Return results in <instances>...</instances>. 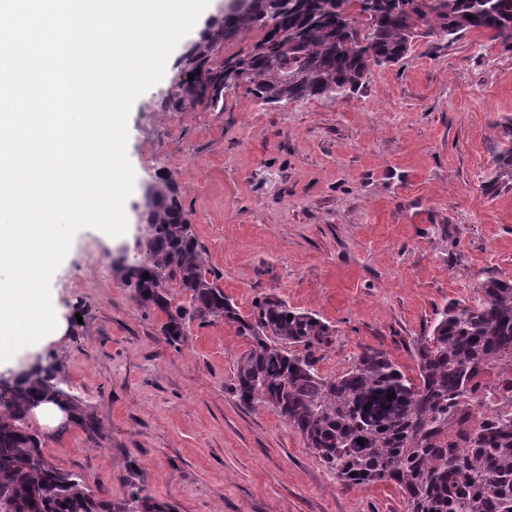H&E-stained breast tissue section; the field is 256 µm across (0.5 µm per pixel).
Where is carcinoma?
<instances>
[{
  "label": "carcinoma",
  "mask_w": 512,
  "mask_h": 512,
  "mask_svg": "<svg viewBox=\"0 0 512 512\" xmlns=\"http://www.w3.org/2000/svg\"><path fill=\"white\" fill-rule=\"evenodd\" d=\"M252 29L262 35L249 51L217 59L225 41ZM473 31L512 50V0H250L189 48L182 64L194 79L175 88L170 104L220 112L224 89L242 84L266 105L344 98L367 87L373 68L402 65L417 42L448 45ZM495 128L482 185L492 196L512 191V117ZM149 197L141 250L115 271L138 305L165 313L169 343L188 341L196 322L233 328L249 346L234 396L271 409L346 487L393 483L407 512H512V410L474 399L481 377L512 356V278L488 274L474 302L450 300L436 312L412 341L416 377L369 346L348 369L324 374L319 362L335 327L273 294L241 314L217 284L174 181L150 184ZM172 283L189 305H172ZM57 373L51 361L0 385V512H170L131 481L120 499L96 494L46 458L45 436L29 420L37 402L65 409L90 440L101 433Z\"/></svg>",
  "instance_id": "carcinoma-1"
}]
</instances>
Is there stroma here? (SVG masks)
Returning a JSON list of instances; mask_svg holds the SVG:
<instances>
[{"instance_id": "stroma-1", "label": "stroma", "mask_w": 512, "mask_h": 512, "mask_svg": "<svg viewBox=\"0 0 512 512\" xmlns=\"http://www.w3.org/2000/svg\"><path fill=\"white\" fill-rule=\"evenodd\" d=\"M228 2L209 0L131 108L126 233H76L50 281L58 339L22 348L0 375L56 359L103 433L31 424L48 459L94 492L122 497L132 477L172 512H406L395 485H340L271 410L238 403L247 345L223 321L170 345L164 313L136 304L112 259L144 233L145 186L172 177L241 314L277 294L335 327L321 372L372 346L411 373V342L438 308L470 300L487 274L512 277V192H482L494 125L512 116V51L477 32L421 41L350 97L270 106L238 86L223 111H171L181 56Z\"/></svg>"}]
</instances>
